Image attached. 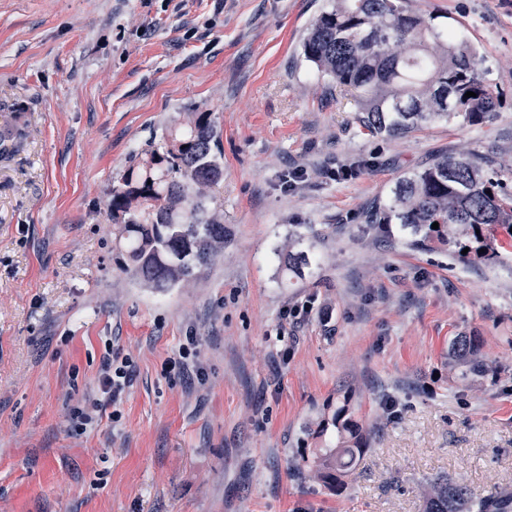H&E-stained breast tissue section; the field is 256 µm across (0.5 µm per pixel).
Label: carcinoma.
Segmentation results:
<instances>
[{
	"mask_svg": "<svg viewBox=\"0 0 512 512\" xmlns=\"http://www.w3.org/2000/svg\"><path fill=\"white\" fill-rule=\"evenodd\" d=\"M440 15L410 0H330L309 28L302 50L308 62L358 105L355 120L371 136H403L422 125L462 116L491 118L497 96L487 85L482 61L460 43ZM476 93L465 97L466 92ZM224 179L220 136L213 113L191 112L162 132L160 145L136 155L109 191L107 219L112 247L123 270L145 287L166 290L186 284L224 252V214L210 190ZM375 224H398L413 246L453 245V255L496 262L512 247V169L487 172L468 154L440 155L400 178ZM439 227L432 228L433 223ZM468 252H463V249ZM288 278L309 264L305 251H282ZM448 369L489 371L471 338L458 336ZM333 425L339 454L353 462L366 449L347 406ZM423 512H512V492L483 494L448 478L429 480Z\"/></svg>",
	"mask_w": 512,
	"mask_h": 512,
	"instance_id": "cac0c4a2",
	"label": "carcinoma"
}]
</instances>
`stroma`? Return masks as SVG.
Returning <instances> with one entry per match:
<instances>
[{"label":"stroma","instance_id":"1","mask_svg":"<svg viewBox=\"0 0 512 512\" xmlns=\"http://www.w3.org/2000/svg\"><path fill=\"white\" fill-rule=\"evenodd\" d=\"M412 2L478 49L492 119L364 134L302 53L328 0H0V134L23 133L0 154V512H422L437 475L512 490V255L463 264L368 220L433 155L512 168V0ZM194 109L223 147L224 254L155 291L119 266L108 191ZM292 235L313 262L290 282ZM461 335L497 373L449 375ZM109 347L132 360L122 416L74 433ZM344 404L367 448L338 471Z\"/></svg>","mask_w":512,"mask_h":512}]
</instances>
